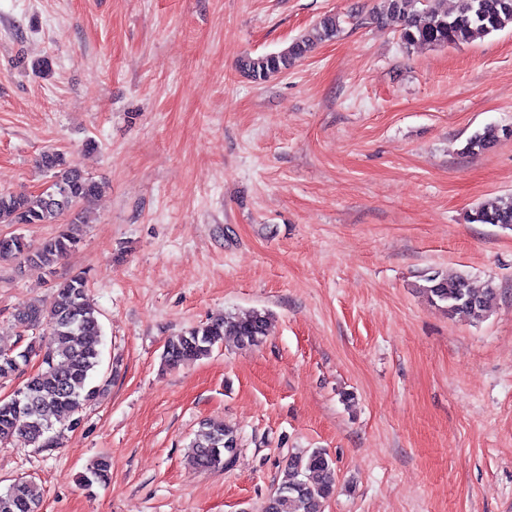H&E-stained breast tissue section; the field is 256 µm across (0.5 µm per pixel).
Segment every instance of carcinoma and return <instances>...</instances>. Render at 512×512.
<instances>
[{"mask_svg":"<svg viewBox=\"0 0 512 512\" xmlns=\"http://www.w3.org/2000/svg\"><path fill=\"white\" fill-rule=\"evenodd\" d=\"M386 2L381 23L393 26L408 49L459 46L512 27V0H455L454 8L443 11L428 5L427 0ZM315 31L321 40L332 39L340 32L339 21L326 15L317 22ZM312 45L310 36L303 35L278 53L245 58L242 68L253 79L265 80L290 69ZM506 135V129L487 126L469 138L464 150L469 154L485 152ZM39 165L53 173V183L38 194L0 193V224H59L62 230L36 246L21 236H0V260H19L31 268L49 271L77 248V225L85 223L80 207L96 199L103 186L67 166L58 151L43 152ZM468 222L512 224V196L478 204L468 214ZM56 288L57 298L50 311L28 304L15 314L21 327L45 326L50 340L40 369L21 386L27 410L18 408L13 396L0 400V444L20 436L36 448L57 447L61 439L55 428L57 417L65 411L78 412L100 393L93 380L101 366V325L89 301L87 280L82 275L72 276L57 283ZM420 290L430 304L449 317L468 321L481 320L497 297L491 286L480 291L466 276L448 278L439 272L426 276ZM270 324V315L264 310L201 323L169 338L161 363L177 368L207 357L226 336L235 337L243 348L256 347L268 336ZM34 352V344L17 353L0 349V378L20 371ZM227 440L235 442L237 436L224 423H203L189 444V463L204 471L224 468L228 464L224 454ZM108 480L109 466L103 459L90 464L81 475L83 486L89 489ZM335 483L333 460L324 449L299 453L290 459L287 478L265 501L262 512H323ZM40 499L37 488L21 479L0 493V512H38Z\"/></svg>","mask_w":512,"mask_h":512,"instance_id":"cac0c4a2","label":"carcinoma"}]
</instances>
